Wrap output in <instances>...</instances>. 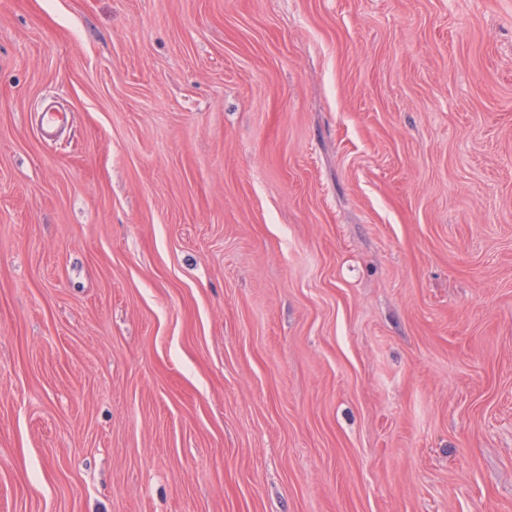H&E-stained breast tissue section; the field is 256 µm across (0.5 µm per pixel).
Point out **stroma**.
Segmentation results:
<instances>
[{"mask_svg": "<svg viewBox=\"0 0 512 512\" xmlns=\"http://www.w3.org/2000/svg\"><path fill=\"white\" fill-rule=\"evenodd\" d=\"M0 512H512V0H0Z\"/></svg>", "mask_w": 512, "mask_h": 512, "instance_id": "1", "label": "stroma"}]
</instances>
